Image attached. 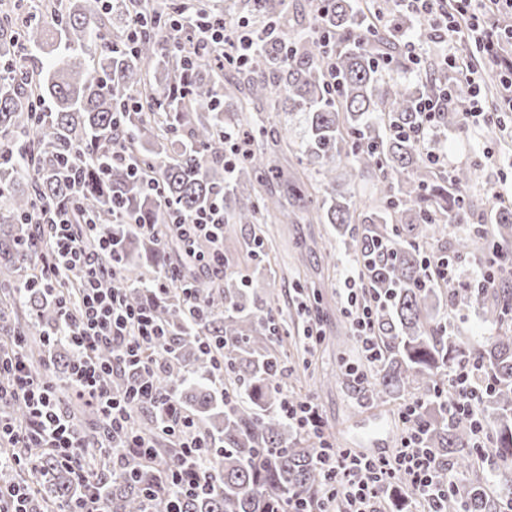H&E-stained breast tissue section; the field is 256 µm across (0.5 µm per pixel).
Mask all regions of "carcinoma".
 Returning a JSON list of instances; mask_svg holds the SVG:
<instances>
[{"instance_id": "obj_1", "label": "carcinoma", "mask_w": 512, "mask_h": 512, "mask_svg": "<svg viewBox=\"0 0 512 512\" xmlns=\"http://www.w3.org/2000/svg\"><path fill=\"white\" fill-rule=\"evenodd\" d=\"M50 10L32 12L15 0L0 18V322L27 336V356L35 370L44 365L46 335L59 330L54 298L40 290L41 268L28 245L48 242L38 202L80 213L115 243L101 255L114 267L109 286L125 301L163 325L167 336L154 348L152 372L158 391L173 392L191 409L197 429L215 442L214 463L221 486L209 495L181 500V512H288L294 496L322 489L319 442L291 428L279 414L280 362L273 346L275 317L264 312L254 282L223 281L171 253L184 250L170 215L189 217L224 199V223L263 224L280 212L274 195L242 186H264L277 178L257 145L266 126H256L247 104L263 111L300 112L307 126L298 144L300 161L316 173L324 196L314 213L336 225L345 251L368 261L366 280L390 297L377 315L384 346L381 368L368 380L376 400L421 392L426 444L442 477L448 462L471 465L469 420L448 419V409L432 399L448 387V363L468 350L462 337L439 317L441 304L457 306L482 298L497 335L475 348L489 369L493 386L483 394L482 411L492 410L497 475L512 483V287L502 281L492 292L461 288L447 280L419 287L425 253L448 239V226L473 206L468 194L474 172L461 168L442 174L413 139L398 134L420 124L419 100L435 93L440 74L408 83L400 73L407 57L382 17L388 0L368 12L356 0H306L308 9L288 17L286 0H240L260 19L250 32L247 64L196 57L195 45L171 30L186 11L178 0H109L92 7L87 0H46ZM143 14L136 48L129 47L131 18ZM239 78L228 84L218 71ZM137 100L141 108L122 111ZM243 141V153L224 171V134ZM343 166V182L336 169ZM156 180L169 208L160 207L147 182ZM366 181L371 203L357 211L347 187ZM498 208L494 234L459 238L458 251L512 245V208L486 190ZM155 226L142 235L126 221ZM98 233L84 234L98 249ZM169 281L156 291L157 280ZM197 308L189 310L185 297ZM224 345V394L211 387L214 369L202 341ZM55 394L69 390L70 346L54 352ZM136 430L155 435V415L129 406ZM86 436L85 459L102 468L91 478L99 491L53 455L38 456L32 475L35 512H168L175 496L159 470L126 460L107 444V430L85 409L75 416ZM469 512H501V501L475 477L466 484Z\"/></svg>"}]
</instances>
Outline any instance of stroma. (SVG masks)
I'll list each match as a JSON object with an SVG mask.
<instances>
[{
	"instance_id": "1",
	"label": "stroma",
	"mask_w": 512,
	"mask_h": 512,
	"mask_svg": "<svg viewBox=\"0 0 512 512\" xmlns=\"http://www.w3.org/2000/svg\"><path fill=\"white\" fill-rule=\"evenodd\" d=\"M304 132L300 115L293 114L287 129L277 130L261 144L279 174L272 188L289 213L288 219L271 218L261 227L265 253L261 295L279 315L283 332L278 353L288 367L280 383L288 393L316 400L325 431L338 447L363 454H387L399 443L401 403L366 401L344 374V363L362 361L339 298L351 258L338 244L332 225L307 218L312 208L310 199L294 189L306 178L295 151ZM435 147L444 157V169L467 167L476 174L470 188L474 207L465 223L452 225V235L493 228L494 213L482 198L485 188L491 186L506 204L512 205V126L490 138L473 127L445 128ZM250 235L247 225H225L227 271L241 275L252 270ZM306 304L316 307L320 315L321 340L311 351L301 339L308 324L302 312ZM444 315L455 321L457 331L469 343H481L496 333L495 326L485 321L479 300L445 309Z\"/></svg>"
}]
</instances>
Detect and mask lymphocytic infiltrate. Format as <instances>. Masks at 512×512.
Segmentation results:
<instances>
[{"label":"lymphocytic infiltrate","instance_id":"lymphocytic-infiltrate-1","mask_svg":"<svg viewBox=\"0 0 512 512\" xmlns=\"http://www.w3.org/2000/svg\"><path fill=\"white\" fill-rule=\"evenodd\" d=\"M399 10L422 15L428 21L429 38L454 32L471 43L479 55L481 67L461 69V84L444 86L438 94L422 99L419 108L423 124L413 129L414 140L423 144L428 160L440 163L433 134L438 113L455 107L466 99L463 115L468 122L484 125L495 132L512 112V0H395ZM493 79L499 87L497 101H488L482 91L484 79ZM186 252H193L197 240L213 245L211 252L197 260L214 274L224 272V206L213 204L191 218H174ZM51 248L40 253L41 283L46 293L57 295L61 329L57 339L68 342L78 357L70 370V385L78 397L94 406L106 422L113 447L126 455L154 465L160 459L157 442L145 438L131 427L128 399L141 401L155 411L162 432L175 443L176 455L165 468V478L177 493L191 496L213 492L219 474L205 459L211 440L196 430L189 410L175 394L158 393L151 381L156 364L152 351L164 335L163 328L145 312L126 307L115 289L109 288L106 272L99 264L100 254L111 252L110 236L101 235L98 249L89 250L72 215L55 214L48 221ZM79 270L83 281L76 294H58L57 286L71 270ZM344 312L361 353L370 365H378L382 346L375 319L387 298L367 288L362 270H353L344 280L341 293ZM10 354L0 356V444L10 448L50 450L64 464L79 461L85 439L70 415L58 404L46 375L30 369L24 358L25 338L8 335ZM112 353L109 361L95 357L97 351ZM136 372L126 395L115 394L107 379L116 374ZM488 370L475 358L463 359L448 378L447 390L437 391L445 400L449 418L463 417L472 427L473 446L478 455H486L491 429L477 407L484 387L490 386ZM24 400L29 418L15 425L6 412L14 399ZM423 403H406L400 418L406 426L400 446L392 454H359L349 448L324 443L318 464L325 483L321 496L312 501L293 499L288 512H381L380 506L398 482H405L410 498L421 512H443L448 498L463 499L461 485L451 478H441L439 469L424 440L421 420ZM280 413L298 432L318 435L322 432L319 411L311 399L284 394Z\"/></svg>","mask_w":512,"mask_h":512}]
</instances>
